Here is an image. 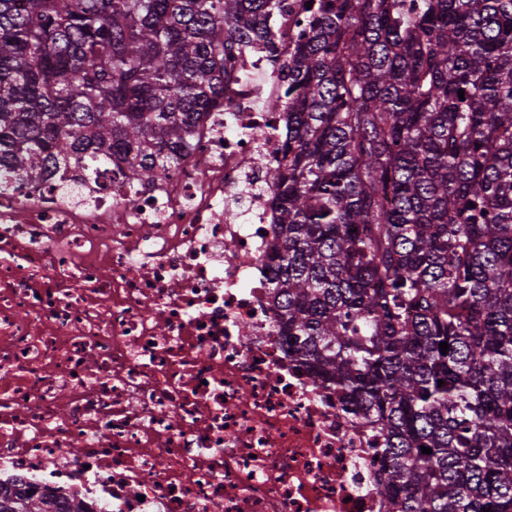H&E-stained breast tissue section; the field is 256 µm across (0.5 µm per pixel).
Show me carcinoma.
Here are the masks:
<instances>
[{"label": "carcinoma", "mask_w": 512, "mask_h": 512, "mask_svg": "<svg viewBox=\"0 0 512 512\" xmlns=\"http://www.w3.org/2000/svg\"><path fill=\"white\" fill-rule=\"evenodd\" d=\"M274 8L0 0V168L153 184ZM295 28L267 104L280 335L377 422L385 512H512V0H312ZM0 512L92 510L16 489Z\"/></svg>", "instance_id": "cac0c4a2"}]
</instances>
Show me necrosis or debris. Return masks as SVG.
Wrapping results in <instances>:
<instances>
[{
	"instance_id": "obj_1",
	"label": "necrosis or debris",
	"mask_w": 512,
	"mask_h": 512,
	"mask_svg": "<svg viewBox=\"0 0 512 512\" xmlns=\"http://www.w3.org/2000/svg\"><path fill=\"white\" fill-rule=\"evenodd\" d=\"M190 154L0 178V487L93 512H383V441L288 354L267 172L285 83L224 60Z\"/></svg>"
}]
</instances>
